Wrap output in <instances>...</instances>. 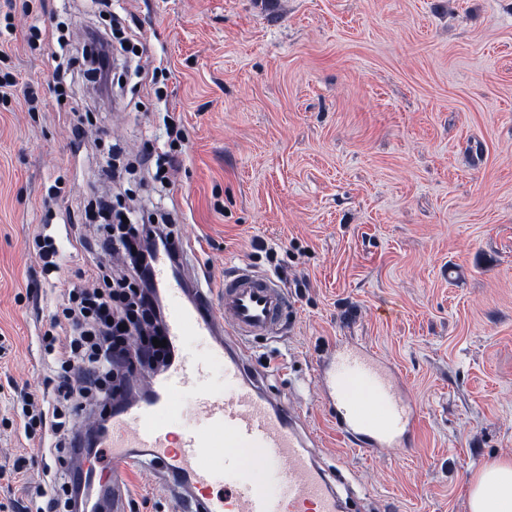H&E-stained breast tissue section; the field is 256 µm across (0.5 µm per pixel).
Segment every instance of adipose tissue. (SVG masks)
<instances>
[{"mask_svg": "<svg viewBox=\"0 0 512 512\" xmlns=\"http://www.w3.org/2000/svg\"><path fill=\"white\" fill-rule=\"evenodd\" d=\"M469 512H512V459L485 464L470 484Z\"/></svg>", "mask_w": 512, "mask_h": 512, "instance_id": "ef3b65f1", "label": "adipose tissue"}]
</instances>
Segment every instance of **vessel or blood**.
Listing matches in <instances>:
<instances>
[{
	"mask_svg": "<svg viewBox=\"0 0 512 512\" xmlns=\"http://www.w3.org/2000/svg\"><path fill=\"white\" fill-rule=\"evenodd\" d=\"M173 254L160 252L152 278L166 299V333L180 347L186 336L208 342L224 359L227 393L203 388L205 360L183 352L148 381L146 401L112 418L100 445V471L82 470L83 486L93 488L91 512H126L128 485L138 472L133 456L149 455L155 470L181 474L177 490L189 512H340L333 484L315 465L297 427L294 410L273 400L244 358L253 336L280 335L288 296L271 275L241 265L225 275L218 301L186 300L184 281L173 272ZM318 380L334 411L338 431L365 448L397 447L414 426L392 367L360 347L341 346L325 357ZM370 386L380 410L364 411L352 399L349 381ZM192 394L191 406L181 398ZM257 449L271 468L274 487L262 484L240 453Z\"/></svg>",
	"mask_w": 512,
	"mask_h": 512,
	"instance_id": "vessel-or-blood-1",
	"label": "vessel or blood"
}]
</instances>
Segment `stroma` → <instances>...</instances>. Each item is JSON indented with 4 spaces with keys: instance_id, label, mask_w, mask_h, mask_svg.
<instances>
[{
    "instance_id": "35a3bbf8",
    "label": "stroma",
    "mask_w": 512,
    "mask_h": 512,
    "mask_svg": "<svg viewBox=\"0 0 512 512\" xmlns=\"http://www.w3.org/2000/svg\"><path fill=\"white\" fill-rule=\"evenodd\" d=\"M18 73L0 107V467L29 482L70 463L26 439L17 392L50 384L43 333L59 314L35 236L66 240L97 197L137 223L170 212L185 273L217 290L246 264L276 274L281 335L246 348L262 387L297 409L345 512H469L468 486L512 458V0H0ZM134 34L104 103L79 74L59 98L44 41L78 50L97 26ZM39 92L29 110L25 85ZM89 111L82 143L72 114ZM184 137L169 144L168 121ZM171 151L169 183L144 156ZM90 287L119 256L66 249ZM391 364L415 412L406 446L344 441L317 382L336 344ZM127 512H180L154 474Z\"/></svg>"
}]
</instances>
